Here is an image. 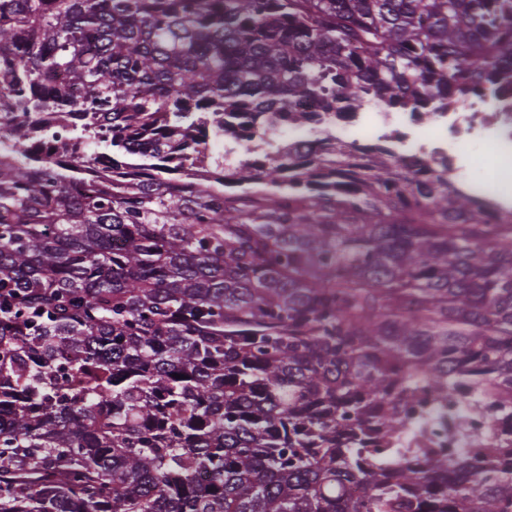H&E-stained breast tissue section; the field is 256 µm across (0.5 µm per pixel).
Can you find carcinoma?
<instances>
[{"label": "carcinoma", "instance_id": "cac0c4a2", "mask_svg": "<svg viewBox=\"0 0 512 512\" xmlns=\"http://www.w3.org/2000/svg\"><path fill=\"white\" fill-rule=\"evenodd\" d=\"M490 90L512 0H0V94L87 128L0 158V512H512L492 457L391 456L426 389L512 410V213L446 157L253 146Z\"/></svg>", "mask_w": 512, "mask_h": 512}]
</instances>
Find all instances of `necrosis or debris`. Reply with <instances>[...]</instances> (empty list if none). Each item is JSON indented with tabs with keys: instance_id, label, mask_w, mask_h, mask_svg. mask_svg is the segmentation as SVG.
<instances>
[{
	"instance_id": "1",
	"label": "necrosis or debris",
	"mask_w": 512,
	"mask_h": 512,
	"mask_svg": "<svg viewBox=\"0 0 512 512\" xmlns=\"http://www.w3.org/2000/svg\"><path fill=\"white\" fill-rule=\"evenodd\" d=\"M336 132L352 142L367 136L388 142L406 160L447 155L453 184L512 208V108L495 93L467 96L465 105H451L423 120L407 112H359ZM469 402L465 391L451 404L429 402L400 441L409 451L408 462L424 466L418 450L427 430L438 433L440 447L473 453L476 444L461 433L470 425L464 411Z\"/></svg>"
}]
</instances>
